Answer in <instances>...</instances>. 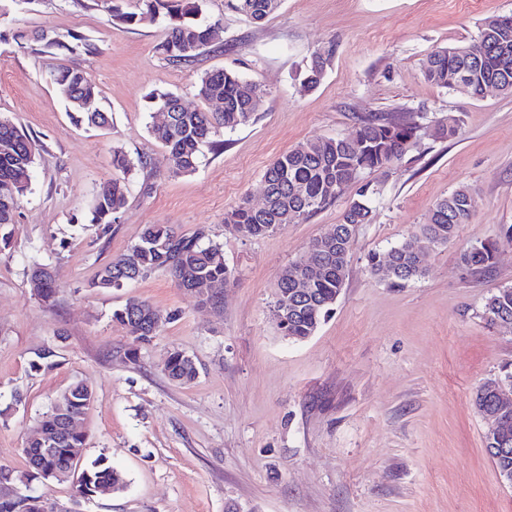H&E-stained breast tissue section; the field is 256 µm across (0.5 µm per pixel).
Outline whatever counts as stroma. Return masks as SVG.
Here are the masks:
<instances>
[{"instance_id": "obj_1", "label": "stroma", "mask_w": 512, "mask_h": 512, "mask_svg": "<svg viewBox=\"0 0 512 512\" xmlns=\"http://www.w3.org/2000/svg\"><path fill=\"white\" fill-rule=\"evenodd\" d=\"M113 5L128 12L134 0H0V115L39 149L0 247V461L25 471L28 437L81 380L95 393L80 424L84 458L106 457L126 481L82 501V512H512V486L485 449L487 422L472 403L512 361V332L481 317L487 297L512 287V95L471 97L421 74L428 53L473 40L487 19L512 14V0H282L258 25L207 0L203 18L219 22L221 37L188 67L158 54L163 20L113 23ZM44 32L83 34L97 50L31 54ZM327 48L323 79L307 88L302 73ZM71 63L97 83L92 106L111 113L110 129L77 124L48 79ZM215 68L261 85L266 101L253 123L219 133L222 149L194 174L172 175L149 133L154 97L173 92L197 107L193 86ZM372 112H411L426 125L452 112L461 129L452 139L422 136L414 160L371 174L373 220L356 231L332 313L313 336L288 339L271 316L278 277L338 224L346 197L257 239L226 229L224 214L244 199L261 203L276 157L350 133ZM116 149L148 166L130 176L112 235L96 241L84 224ZM461 185L472 190L471 218L425 255V276L402 288L372 278L368 255L407 239ZM149 224L209 229L236 276L220 308L163 271L92 288L100 266ZM489 239L494 264L463 270L460 252ZM33 256L58 273L52 304L31 288ZM133 300L165 318L136 347L112 320ZM47 349L57 366L31 369ZM177 350L198 367L191 383L163 371Z\"/></svg>"}]
</instances>
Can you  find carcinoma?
<instances>
[{
	"instance_id": "1",
	"label": "carcinoma",
	"mask_w": 512,
	"mask_h": 512,
	"mask_svg": "<svg viewBox=\"0 0 512 512\" xmlns=\"http://www.w3.org/2000/svg\"><path fill=\"white\" fill-rule=\"evenodd\" d=\"M139 11L116 10L112 17L132 24L149 16L168 20L165 40L158 46L163 59L175 67L188 66L200 55L213 48V25L202 24L195 17L202 12L204 0H136ZM281 0H224V7L260 23L272 15ZM36 54L74 55L91 53L93 44L81 34L71 35L64 42L44 35L31 47ZM331 51L315 54L303 78L309 88L321 82ZM423 77L432 84L453 91H464L473 97L483 94L491 81L500 84V91L512 95V17H506L502 28L490 21L477 39L453 47L435 50L422 64ZM54 84L64 81L73 95L95 98L98 86L91 76L77 65L49 71ZM195 96L206 103L213 98L224 100V111L170 112L166 123L152 122L150 133L164 147L174 175H191L198 169L204 150H215L218 141L213 136L221 129L233 130L249 124L266 100L267 91L238 73L224 68L204 72L195 84ZM77 121L89 126H110L107 112L77 111ZM437 139H450L459 134L460 119L455 115L435 124ZM422 124L405 112L374 114L360 120L354 132L336 137H324L298 143L280 155L264 172L268 189V207L254 209L243 201L224 213V225L244 238H260L272 234L286 224L306 220L327 208L335 199L349 195L341 219L328 237L327 249L318 255L321 275L308 283L290 278L293 261L285 266L278 280L274 303H288V315L280 322L282 335L294 340L306 339L316 332L321 320L332 310L340 296L346 278V268L357 228L372 219V197L376 190L364 175L384 172L403 160L421 138ZM37 159L34 140L7 117L0 116V229L16 224L20 198L31 183ZM147 166L139 156L130 158L120 150L112 155V178L105 183L90 208L87 227L100 240L114 231L126 201L127 179L133 171ZM470 188L461 185L439 199L429 212L426 223L402 243L368 256L371 276L402 287L425 275L413 252L417 240L438 248L455 237L459 225L469 217ZM498 251L497 243L485 241L459 256L461 265L472 270L489 267ZM163 270L177 287L194 291L198 302L218 308L224 299V289L234 279V271L224 262L222 246L209 238L205 228L191 235L179 232L171 224L146 226L139 240L127 251L105 263L98 270L91 287L112 290L143 279ZM30 284L35 294L45 302L54 301L58 293V276L54 267L35 261L30 267ZM153 308L143 302L129 301L113 312L112 318L121 324L134 343H145L158 335L160 327L153 325ZM482 317L490 324L497 319L512 320V288H502L486 298ZM163 371L178 383H190L198 368L190 356L172 352ZM69 397L63 407H51L42 417L37 431L21 449L27 470L17 477L14 470L0 464V476L11 482H31L38 479L39 467L55 469L56 480L72 482V503H79L100 488L123 485L119 471L99 457L86 467H78L85 447V436L76 431L61 433L59 418L81 419L94 399L93 389L82 381L70 384ZM474 403L484 419L499 415L495 393L479 388ZM0 512H60L48 494L20 493L10 501H0Z\"/></svg>"
}]
</instances>
